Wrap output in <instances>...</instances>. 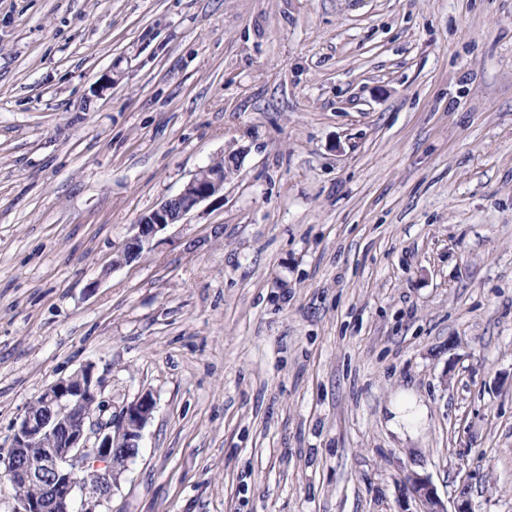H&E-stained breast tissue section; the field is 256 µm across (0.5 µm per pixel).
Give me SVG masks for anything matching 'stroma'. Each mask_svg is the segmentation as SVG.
<instances>
[{"mask_svg": "<svg viewBox=\"0 0 512 512\" xmlns=\"http://www.w3.org/2000/svg\"><path fill=\"white\" fill-rule=\"evenodd\" d=\"M88 362L96 512H512V0H0V452ZM224 192V170L214 165L198 170L174 197L162 202L134 224L135 233L112 260L113 266L128 263L149 247L166 227L184 223L185 217L200 203ZM404 482V489L418 500L420 507L418 512L448 511L427 476L410 471L405 476Z\"/></svg>", "mask_w": 512, "mask_h": 512, "instance_id": "35a3bbf8", "label": "stroma"}]
</instances>
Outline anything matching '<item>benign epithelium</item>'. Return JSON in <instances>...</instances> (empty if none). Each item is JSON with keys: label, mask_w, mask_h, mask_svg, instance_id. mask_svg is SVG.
<instances>
[{"label": "benign epithelium", "mask_w": 512, "mask_h": 512, "mask_svg": "<svg viewBox=\"0 0 512 512\" xmlns=\"http://www.w3.org/2000/svg\"><path fill=\"white\" fill-rule=\"evenodd\" d=\"M223 191V169L198 170L177 195L140 218L112 265L134 260L158 233L184 223L200 203ZM155 406L145 392L123 408L117 422L103 420L104 400L91 363L48 385L16 424L11 448L0 453L1 475L37 489L16 498L14 512H73L79 492L89 495L84 512H95L111 499L114 484L138 455ZM404 489L418 500L419 512H447L427 476L409 472Z\"/></svg>", "instance_id": "obj_1"}]
</instances>
